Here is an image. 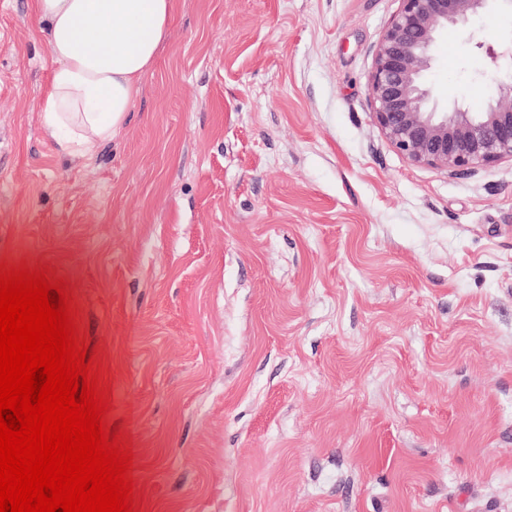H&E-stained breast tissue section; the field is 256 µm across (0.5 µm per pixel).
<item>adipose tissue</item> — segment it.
I'll use <instances>...</instances> for the list:
<instances>
[{
	"label": "adipose tissue",
	"instance_id": "obj_1",
	"mask_svg": "<svg viewBox=\"0 0 512 512\" xmlns=\"http://www.w3.org/2000/svg\"><path fill=\"white\" fill-rule=\"evenodd\" d=\"M52 67L40 111L70 155L124 129L172 19L173 0H35Z\"/></svg>",
	"mask_w": 512,
	"mask_h": 512
}]
</instances>
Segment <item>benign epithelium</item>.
I'll return each instance as SVG.
<instances>
[{"label": "benign epithelium", "instance_id": "7a95c632", "mask_svg": "<svg viewBox=\"0 0 512 512\" xmlns=\"http://www.w3.org/2000/svg\"><path fill=\"white\" fill-rule=\"evenodd\" d=\"M401 8L379 43L369 95L373 122L409 161L451 171L512 161V69L485 74L488 93L444 111L427 81L437 38L468 34L472 19L512 0H400Z\"/></svg>", "mask_w": 512, "mask_h": 512}]
</instances>
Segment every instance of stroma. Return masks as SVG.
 Segmentation results:
<instances>
[{
    "instance_id": "stroma-1",
    "label": "stroma",
    "mask_w": 512,
    "mask_h": 512,
    "mask_svg": "<svg viewBox=\"0 0 512 512\" xmlns=\"http://www.w3.org/2000/svg\"><path fill=\"white\" fill-rule=\"evenodd\" d=\"M400 0H174L122 133L61 152L0 0V263L66 281L140 512H512V161L371 119ZM493 60L434 47L439 108Z\"/></svg>"
}]
</instances>
